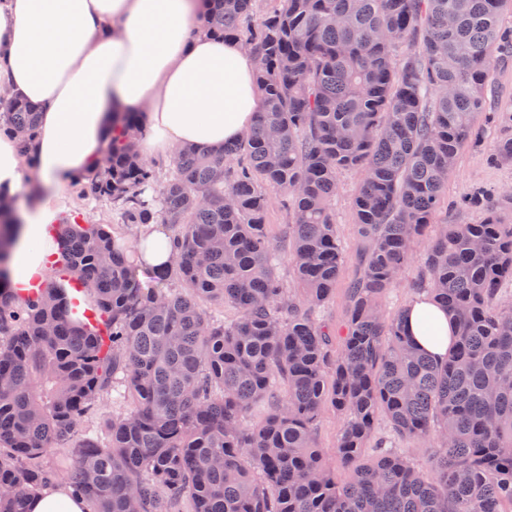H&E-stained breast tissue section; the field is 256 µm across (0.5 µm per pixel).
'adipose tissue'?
Segmentation results:
<instances>
[{
  "instance_id": "obj_1",
  "label": "adipose tissue",
  "mask_w": 512,
  "mask_h": 512,
  "mask_svg": "<svg viewBox=\"0 0 512 512\" xmlns=\"http://www.w3.org/2000/svg\"><path fill=\"white\" fill-rule=\"evenodd\" d=\"M203 0H0V86L36 105V161L0 134V196L39 184L15 232L14 287L45 277L55 251L47 231L60 189L101 160L116 112H147L150 149L219 147L239 139L260 109L255 61L238 43L196 25ZM141 267L171 259L164 225L131 246ZM407 333L442 360L454 341L446 310L420 297L405 310Z\"/></svg>"
}]
</instances>
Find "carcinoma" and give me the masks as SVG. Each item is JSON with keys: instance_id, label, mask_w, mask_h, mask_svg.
Instances as JSON below:
<instances>
[{"instance_id": "carcinoma-1", "label": "carcinoma", "mask_w": 512, "mask_h": 512, "mask_svg": "<svg viewBox=\"0 0 512 512\" xmlns=\"http://www.w3.org/2000/svg\"><path fill=\"white\" fill-rule=\"evenodd\" d=\"M204 2V31L256 60L252 127L219 150L179 148L160 181L140 154L144 113L125 112L101 161L74 178L125 226L167 225L169 264L144 283L105 225L68 219L49 229L53 274L13 290L16 218L0 199V512H28L56 448L69 449L67 486L91 512H169L183 497L193 512H512V304L501 301L512 222L500 213L512 190L473 196L482 220L441 225L418 257L417 288L455 323L446 359L381 306L477 123L498 120L486 94L512 49L499 25L512 0H275L246 33L255 0ZM35 129L34 106L0 97V133L30 162ZM490 160L512 163V135ZM342 170L362 175V249L332 351L317 312L347 261L332 211ZM270 189L291 216L285 250L268 232ZM278 381L284 397L249 427ZM104 397L122 407L106 438L74 440ZM327 407L343 418L347 482L314 442ZM380 415L433 447L428 471L382 447L367 457Z\"/></svg>"}]
</instances>
